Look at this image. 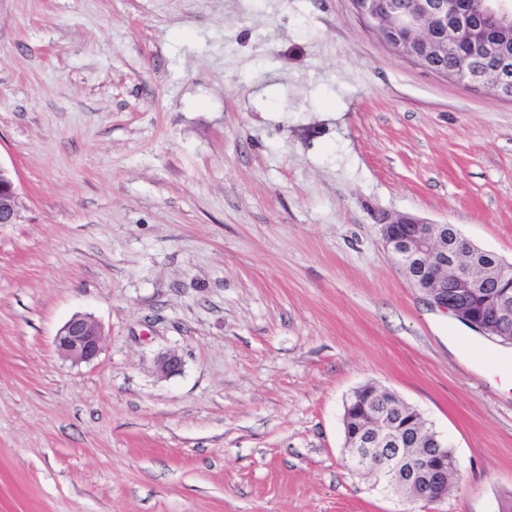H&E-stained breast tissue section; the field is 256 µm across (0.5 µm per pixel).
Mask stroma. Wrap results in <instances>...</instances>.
Instances as JSON below:
<instances>
[{"instance_id":"obj_1","label":"stroma","mask_w":512,"mask_h":512,"mask_svg":"<svg viewBox=\"0 0 512 512\" xmlns=\"http://www.w3.org/2000/svg\"><path fill=\"white\" fill-rule=\"evenodd\" d=\"M0 165V512H409L345 463L365 384L453 448L436 512L512 495V346L428 307L376 222L512 262V102L351 0H0ZM76 314L90 363L55 349ZM21 220L16 174L0 165V224H19ZM54 344L57 352L75 363H90L102 350V330L93 319L76 315L57 332Z\"/></svg>"}]
</instances>
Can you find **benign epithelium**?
Segmentation results:
<instances>
[{"mask_svg": "<svg viewBox=\"0 0 512 512\" xmlns=\"http://www.w3.org/2000/svg\"><path fill=\"white\" fill-rule=\"evenodd\" d=\"M378 41L395 57L458 80L484 94L512 101V0H479L478 15L489 35L465 33L455 0H351ZM22 220L16 174L0 166V224ZM446 224L400 214L381 220L382 240L411 285L431 306L512 345V311L501 297L477 299L478 289L499 281L473 270L452 269ZM57 352L75 363H90L102 350V330L93 319L76 315L57 332ZM165 375L181 370L182 360L166 353L158 360ZM347 462L355 469L373 461L389 487H410L414 502L440 504L448 498V459L428 448L418 466L408 463L402 448H372L359 434H345Z\"/></svg>", "mask_w": 512, "mask_h": 512, "instance_id": "7a95c632", "label": "benign epithelium"}]
</instances>
